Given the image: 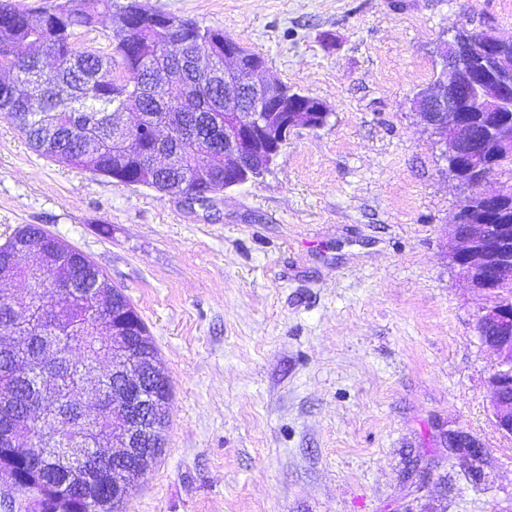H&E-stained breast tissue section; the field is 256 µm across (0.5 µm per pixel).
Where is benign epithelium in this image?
<instances>
[{
  "mask_svg": "<svg viewBox=\"0 0 512 512\" xmlns=\"http://www.w3.org/2000/svg\"><path fill=\"white\" fill-rule=\"evenodd\" d=\"M445 61L439 82L419 96L418 116L432 131L448 176L464 192L455 213L448 259L467 287L486 304L477 333L496 356L491 377L492 415L499 433L512 438V304L500 288L512 271V196L483 185L501 171L493 160L512 156V128L496 121V112L512 106V39L489 32L456 33L444 43ZM264 62H246L241 49L224 46V183L247 182L244 174L265 169L297 129L321 128L317 117L324 103L291 91L261 74ZM264 108L235 109L241 89ZM479 439L464 429L448 431V459L473 460L484 455ZM56 467L93 479L87 457L73 448L56 449Z\"/></svg>",
  "mask_w": 512,
  "mask_h": 512,
  "instance_id": "7a95c632",
  "label": "benign epithelium"
}]
</instances>
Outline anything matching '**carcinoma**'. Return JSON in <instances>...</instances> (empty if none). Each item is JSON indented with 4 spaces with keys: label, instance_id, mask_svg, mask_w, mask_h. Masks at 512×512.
Returning a JSON list of instances; mask_svg holds the SVG:
<instances>
[{
    "label": "carcinoma",
    "instance_id": "cac0c4a2",
    "mask_svg": "<svg viewBox=\"0 0 512 512\" xmlns=\"http://www.w3.org/2000/svg\"><path fill=\"white\" fill-rule=\"evenodd\" d=\"M130 6L78 0L66 10L59 3L32 12L0 0V118L41 157L162 197L190 189L207 202L224 190V75H209L195 60L203 52L211 70H223L229 34ZM102 14L113 24L107 51L78 49L75 36ZM172 69L182 70V83L160 102L152 86ZM130 97L143 102L140 124L160 133L147 147L166 158L150 181L141 153L116 148L130 137L119 124ZM44 236L25 224L0 244V283L9 284L0 288V360L16 359L15 369L0 370V399L17 402L13 435L0 434V453L17 449L41 465L43 480L55 477L52 449L62 444L110 448L115 440L121 448H144L153 432L163 440L171 396L158 350L129 298L85 254L57 237L47 246ZM114 327L123 341L96 340ZM79 336L87 358L111 363L131 380L146 372L159 376L160 413L149 429L126 435L130 405L114 392L112 373L83 383L69 375ZM147 467L103 474L106 490L91 497L68 486L61 499L39 502L25 484L14 490L27 496L30 512H120L112 483L130 490Z\"/></svg>",
    "mask_w": 512,
    "mask_h": 512
}]
</instances>
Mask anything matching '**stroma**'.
I'll return each instance as SVG.
<instances>
[{"label": "stroma", "instance_id": "stroma-1", "mask_svg": "<svg viewBox=\"0 0 512 512\" xmlns=\"http://www.w3.org/2000/svg\"><path fill=\"white\" fill-rule=\"evenodd\" d=\"M144 4L224 29L331 116L191 205L42 158L0 120V243L34 224L90 257L170 382L164 448L122 512H512L485 301L448 261L461 193L415 116L439 45L512 38V0ZM456 428L488 450L480 482L448 459Z\"/></svg>", "mask_w": 512, "mask_h": 512}]
</instances>
